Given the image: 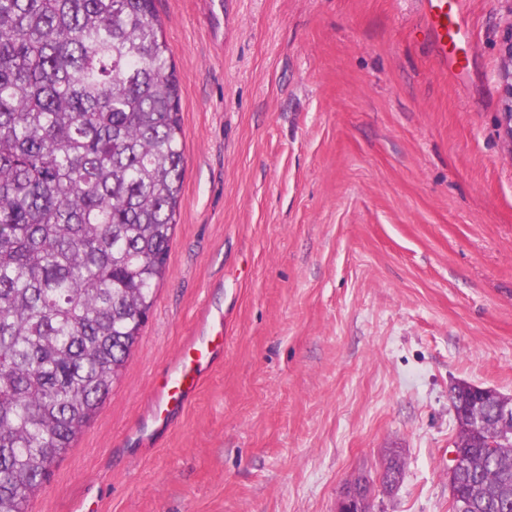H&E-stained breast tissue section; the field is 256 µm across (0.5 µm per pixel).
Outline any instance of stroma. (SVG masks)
Instances as JSON below:
<instances>
[{"instance_id":"1","label":"stroma","mask_w":512,"mask_h":512,"mask_svg":"<svg viewBox=\"0 0 512 512\" xmlns=\"http://www.w3.org/2000/svg\"><path fill=\"white\" fill-rule=\"evenodd\" d=\"M185 174L143 336L32 512H449L458 382L512 396L504 0H467L451 79L416 0H156ZM224 361L130 433L206 305ZM403 476L378 477L390 449Z\"/></svg>"}]
</instances>
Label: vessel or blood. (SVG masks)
<instances>
[{
	"label": "vessel or blood",
	"instance_id": "1",
	"mask_svg": "<svg viewBox=\"0 0 512 512\" xmlns=\"http://www.w3.org/2000/svg\"><path fill=\"white\" fill-rule=\"evenodd\" d=\"M426 19L425 36L449 73L462 71L467 57L462 52L469 41L463 18V0H418ZM224 357L222 322L203 323L182 344L175 361L163 372L151 404L152 424L169 426L184 411L204 378Z\"/></svg>",
	"mask_w": 512,
	"mask_h": 512
}]
</instances>
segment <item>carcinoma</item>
<instances>
[{
    "label": "carcinoma",
    "mask_w": 512,
    "mask_h": 512,
    "mask_svg": "<svg viewBox=\"0 0 512 512\" xmlns=\"http://www.w3.org/2000/svg\"><path fill=\"white\" fill-rule=\"evenodd\" d=\"M185 171L154 0H0V512H31L122 376ZM451 512H512L494 399L455 387Z\"/></svg>",
    "instance_id": "carcinoma-1"
}]
</instances>
